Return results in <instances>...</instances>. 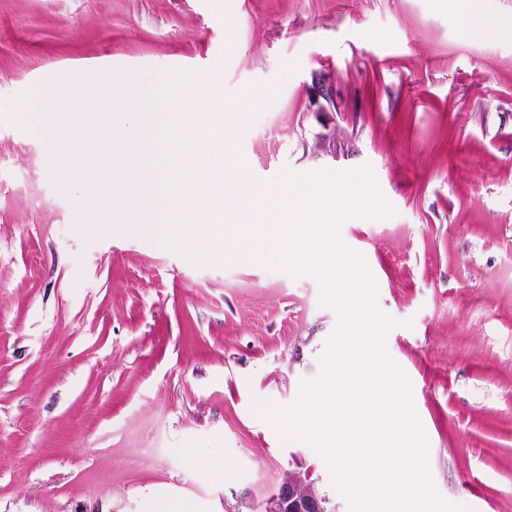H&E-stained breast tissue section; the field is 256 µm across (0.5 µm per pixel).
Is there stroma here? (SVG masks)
Returning a JSON list of instances; mask_svg holds the SVG:
<instances>
[{"label": "stroma", "instance_id": "35a3bbf8", "mask_svg": "<svg viewBox=\"0 0 512 512\" xmlns=\"http://www.w3.org/2000/svg\"><path fill=\"white\" fill-rule=\"evenodd\" d=\"M162 69L218 75L228 108L263 93L226 146L252 182L372 167L397 213L340 238L400 322L435 488L512 512V42L464 39L440 0H0V102L125 75L131 133ZM84 147L0 114V512H263L295 473L350 512L269 416L322 375L318 279L83 224L114 176L64 183Z\"/></svg>", "mask_w": 512, "mask_h": 512}]
</instances>
